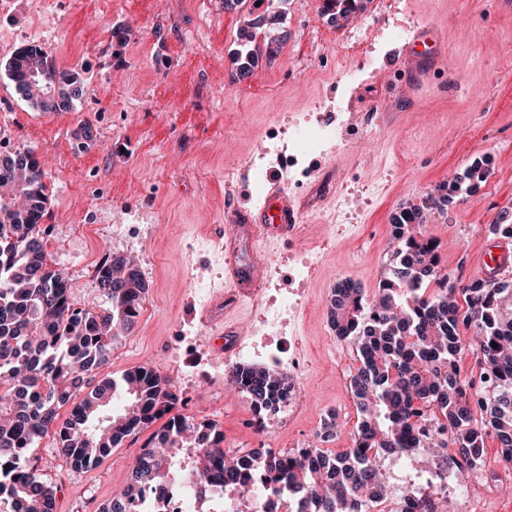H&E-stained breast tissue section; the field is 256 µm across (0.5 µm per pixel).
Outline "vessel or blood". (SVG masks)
<instances>
[{
  "label": "vessel or blood",
  "mask_w": 512,
  "mask_h": 512,
  "mask_svg": "<svg viewBox=\"0 0 512 512\" xmlns=\"http://www.w3.org/2000/svg\"><path fill=\"white\" fill-rule=\"evenodd\" d=\"M405 53L401 59L402 82L395 96H411L423 90L430 78L443 67L444 37L428 27L407 32ZM300 211L291 195L280 186H271L264 201L249 210H236L224 227V236L230 242V254L225 259V273L233 287H255L259 277L255 259H241L242 251L261 236L273 235L286 241L296 238Z\"/></svg>",
  "instance_id": "1"
}]
</instances>
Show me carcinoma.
<instances>
[{
  "label": "carcinoma",
  "mask_w": 512,
  "mask_h": 512,
  "mask_svg": "<svg viewBox=\"0 0 512 512\" xmlns=\"http://www.w3.org/2000/svg\"><path fill=\"white\" fill-rule=\"evenodd\" d=\"M370 0H322L321 15L333 26L366 9ZM244 20L238 31L232 79L248 77L259 62L274 61L285 42L283 16ZM262 42H257V37ZM56 77L47 87L33 75ZM11 80L41 112H62L83 87L79 74L61 73L47 52L30 45L10 64ZM36 160L10 166L0 159V512H56L58 487L35 473L31 452L52 434L77 468L96 466L112 447L170 415L143 445L124 491L100 512H153L145 496L163 501L182 488L199 497L239 486L253 502L258 477L287 496L291 512H366L384 483L373 468L382 451L453 448L460 468L477 466L492 436L512 462V279L476 276L448 285L439 267V244L425 234L424 211L441 209L459 195L458 183L438 188L424 207L393 219L396 248L388 277L372 303L351 279L336 284L330 321L336 337L357 340L360 366L351 379L360 421L344 453L331 457L313 445L286 453L255 448L229 459L218 423L171 414L177 395L168 381L139 366L120 381L90 385L109 362L120 334L135 325L146 284L124 257L103 260L96 279L105 307L75 305L67 281L47 263L39 222L48 201ZM436 290L430 292V285ZM474 333L480 375L494 383L492 397L457 370L460 333ZM498 347H492V344ZM247 394L258 413L286 401L288 378L266 368L236 364L226 376ZM69 417L58 421L59 410ZM441 500L416 497L409 512H443Z\"/></svg>",
  "instance_id": "cac0c4a2"
}]
</instances>
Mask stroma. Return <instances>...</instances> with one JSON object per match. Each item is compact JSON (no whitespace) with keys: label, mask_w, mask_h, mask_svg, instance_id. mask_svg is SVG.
I'll list each match as a JSON object with an SVG mask.
<instances>
[{"label":"stroma","mask_w":512,"mask_h":512,"mask_svg":"<svg viewBox=\"0 0 512 512\" xmlns=\"http://www.w3.org/2000/svg\"><path fill=\"white\" fill-rule=\"evenodd\" d=\"M496 2L370 0L336 27L321 0H261L260 11L285 13L286 42L235 82L243 14L222 0H0V155L31 151L45 173L48 264L83 308L103 305L96 268L109 256L135 258L147 285L103 376L151 365L171 379L176 413L216 421L233 454L260 438L307 447L331 413L328 452L349 448L360 362L355 339L330 325L336 283L357 280L373 298L392 264V216L477 163L485 180L425 232L454 282L482 274L486 252H512L487 232L512 224V11ZM417 25L445 35L447 64L397 104L403 37ZM31 44L79 72L85 91L70 110L38 111L16 91L9 62ZM321 125L330 132L316 153L297 155V131ZM275 182L305 209L296 241L255 242L265 260L255 302L225 284L224 226L228 207L259 205ZM230 324L243 341L227 357ZM240 363L296 379L279 412L256 418L250 397L228 389ZM147 439L125 438L93 469L74 468L50 435L32 456L59 488L57 512H100Z\"/></svg>","instance_id":"35a3bbf8"}]
</instances>
